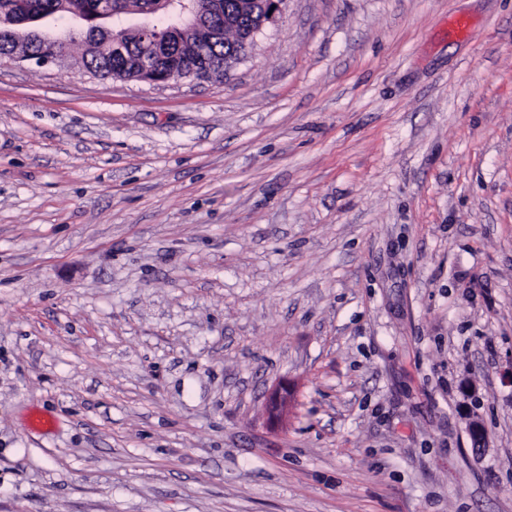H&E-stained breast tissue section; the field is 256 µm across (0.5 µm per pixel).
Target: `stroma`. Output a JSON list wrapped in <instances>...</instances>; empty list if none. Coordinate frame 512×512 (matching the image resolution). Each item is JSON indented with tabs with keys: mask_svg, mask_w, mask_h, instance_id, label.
Wrapping results in <instances>:
<instances>
[{
	"mask_svg": "<svg viewBox=\"0 0 512 512\" xmlns=\"http://www.w3.org/2000/svg\"><path fill=\"white\" fill-rule=\"evenodd\" d=\"M48 29L0 63V512H512V0H286L165 87ZM288 386L272 389L266 403V414L277 426L286 427L294 415V401ZM274 405V409H272Z\"/></svg>",
	"mask_w": 512,
	"mask_h": 512,
	"instance_id": "35a3bbf8",
	"label": "stroma"
}]
</instances>
